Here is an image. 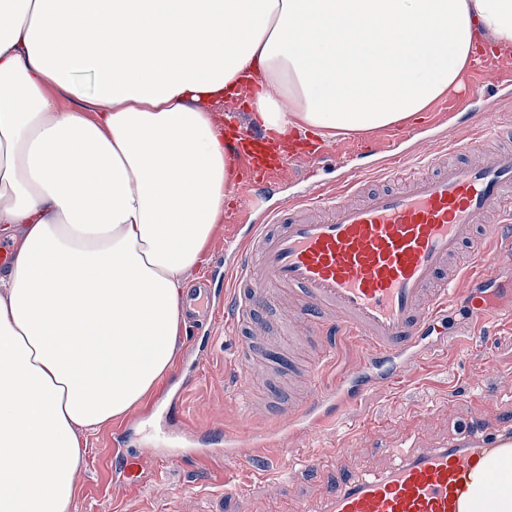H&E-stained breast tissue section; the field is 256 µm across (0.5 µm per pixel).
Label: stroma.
<instances>
[{"label": "stroma", "instance_id": "35a3bbf8", "mask_svg": "<svg viewBox=\"0 0 512 512\" xmlns=\"http://www.w3.org/2000/svg\"><path fill=\"white\" fill-rule=\"evenodd\" d=\"M489 62L501 79L466 106L472 127L496 124L506 130L512 128V46L497 49ZM409 123L422 131L401 143L400 151L426 156L444 150L456 118L450 111L433 118L420 112ZM399 130L395 124L328 142L335 156L359 169L364 190L384 189L388 180L371 169L375 157L361 154L360 147L371 145L386 156L387 138ZM336 180L330 171L309 173L303 162L288 165L240 225H215L191 287L204 282L218 297H228L225 270L234 261L233 237H244L249 225L284 201ZM465 286L449 299L447 319L421 340L418 359L397 389L384 381L392 364L371 362L357 337L329 331L330 354L314 364L317 342L297 333L287 314L270 306L259 357L273 348L287 350L293 372L310 371L327 389L356 369L367 375V390L329 426H284L263 399V388H276L285 403L301 396L302 387L275 371L266 381L255 378L254 366L238 358L232 337L224 333L223 309H214L196 335L180 334L170 375L143 403L87 435L70 512H323L337 479L370 477L398 465L389 448L440 446L475 419L511 421L512 388L503 378L512 373V261L495 264ZM476 297L491 312L480 325L471 317ZM245 388L253 393L248 406L241 396ZM116 447L136 463V478L115 470ZM194 448L214 454L199 464L190 454ZM300 453L316 456L318 466L298 464Z\"/></svg>", "mask_w": 512, "mask_h": 512}]
</instances>
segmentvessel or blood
Returning <instances> with one entry per match:
<instances>
[{
    "mask_svg": "<svg viewBox=\"0 0 512 512\" xmlns=\"http://www.w3.org/2000/svg\"><path fill=\"white\" fill-rule=\"evenodd\" d=\"M483 135L465 151L472 163L431 156L430 171L399 158L394 190L364 191L354 204L315 192L268 211L237 247L236 292L224 327L262 319L278 296L299 297V315L361 337L369 354L415 346L455 285L497 258L482 224L512 204V151L479 161ZM277 136L259 122L234 127L224 142L238 169L237 196L249 203L288 165ZM331 393L313 386L285 420L314 413ZM325 512H512V425H478L437 448H414L377 477L338 480Z\"/></svg>",
    "mask_w": 512,
    "mask_h": 512,
    "instance_id": "obj_1",
    "label": "vessel or blood"
}]
</instances>
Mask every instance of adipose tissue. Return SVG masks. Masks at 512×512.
Wrapping results in <instances>:
<instances>
[{
  "mask_svg": "<svg viewBox=\"0 0 512 512\" xmlns=\"http://www.w3.org/2000/svg\"><path fill=\"white\" fill-rule=\"evenodd\" d=\"M483 46L512 0H0V512H70L83 434L172 370L232 186L212 103L253 73L268 129L371 131Z\"/></svg>",
  "mask_w": 512,
  "mask_h": 512,
  "instance_id": "ef3b65f1",
  "label": "adipose tissue"
}]
</instances>
